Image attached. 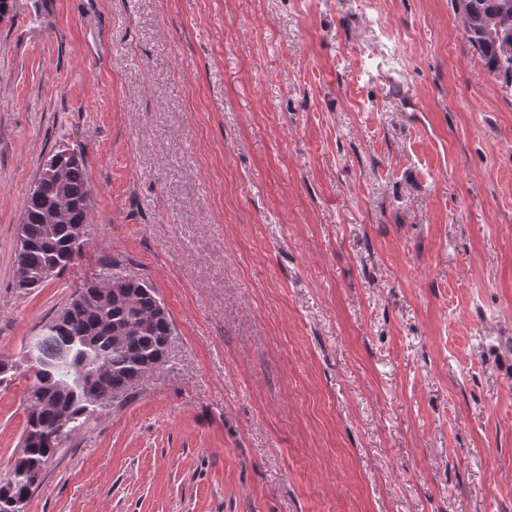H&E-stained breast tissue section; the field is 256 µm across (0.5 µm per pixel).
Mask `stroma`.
<instances>
[{
	"instance_id": "35a3bbf8",
	"label": "stroma",
	"mask_w": 512,
	"mask_h": 512,
	"mask_svg": "<svg viewBox=\"0 0 512 512\" xmlns=\"http://www.w3.org/2000/svg\"><path fill=\"white\" fill-rule=\"evenodd\" d=\"M91 241L15 284L40 165ZM175 327L24 512H512V84L452 0H13L0 19V479L83 281Z\"/></svg>"
}]
</instances>
